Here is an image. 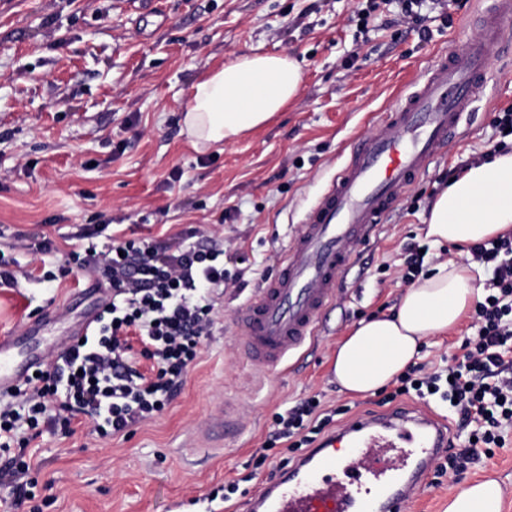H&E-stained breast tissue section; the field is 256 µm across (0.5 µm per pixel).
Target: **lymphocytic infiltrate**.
Wrapping results in <instances>:
<instances>
[{
	"mask_svg": "<svg viewBox=\"0 0 512 512\" xmlns=\"http://www.w3.org/2000/svg\"><path fill=\"white\" fill-rule=\"evenodd\" d=\"M470 254L491 273L474 309L471 337L463 340L452 364L430 373L412 367L394 390L421 399L436 395L468 431L469 441L444 463L453 471L463 469L476 449L489 455L503 447V426L512 422V234L477 244ZM70 260L100 272L111 294L89 335L49 360L39 376L23 380L0 404V452L9 455L0 485L10 489L17 508L30 496V466L10 456L12 445L37 438L43 421L66 430L81 416L108 437L130 434L161 413L212 334V294L224 284V242L197 229L169 243L129 239L102 250L90 242L71 252ZM134 337L153 362L150 373L132 362ZM335 416L313 399L296 404L276 413L261 449L281 443L290 459H297L334 425Z\"/></svg>",
	"mask_w": 512,
	"mask_h": 512,
	"instance_id": "1",
	"label": "lymphocytic infiltrate"
}]
</instances>
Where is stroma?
<instances>
[{"mask_svg":"<svg viewBox=\"0 0 512 512\" xmlns=\"http://www.w3.org/2000/svg\"><path fill=\"white\" fill-rule=\"evenodd\" d=\"M362 0H164L163 13L126 0H0V251L13 257L19 285L0 288V331L22 330L44 311L56 337L94 314L98 297H79L86 271L46 282L34 246L50 239L58 263L81 236L102 246L132 235L166 240L197 228L224 239L229 288L213 293V333L171 403L132 434L102 438L84 418L71 435L46 425L24 450L37 480L40 512H202L203 498L245 479L255 491L278 458L256 465L255 450L276 413L317 398L352 413L380 411L383 393L351 396L332 376L337 345L363 319L388 314L401 298L408 257L424 268L465 262L467 248L425 236L433 196L462 165L486 160L502 142L495 119L512 107V48L491 64L488 94L395 204L343 277L312 343L286 368L255 372L240 346L238 311L279 269L283 247L341 164L353 138L392 107L438 54L477 36V0H452L451 23L429 20V39L398 24L396 11L361 21ZM251 54L298 61L297 97L267 124L195 149L181 114L193 85ZM462 318L428 340L421 360L443 367L469 334ZM241 427L208 455L186 451L211 411ZM493 457L446 474L406 512H446L466 482L490 475L512 512V430Z\"/></svg>","mask_w":512,"mask_h":512,"instance_id":"stroma-1","label":"stroma"}]
</instances>
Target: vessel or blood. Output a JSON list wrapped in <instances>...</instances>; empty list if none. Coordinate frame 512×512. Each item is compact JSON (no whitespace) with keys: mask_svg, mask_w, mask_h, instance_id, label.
Instances as JSON below:
<instances>
[{"mask_svg":"<svg viewBox=\"0 0 512 512\" xmlns=\"http://www.w3.org/2000/svg\"><path fill=\"white\" fill-rule=\"evenodd\" d=\"M480 33L440 55L376 118L286 245L281 267L238 312L243 349L260 371L284 365L316 336L342 274L381 217L462 133L488 82V64L512 41V0H481ZM40 323L0 332V395L43 363ZM448 445V421L400 404L352 418L281 468L246 512H403Z\"/></svg>","mask_w":512,"mask_h":512,"instance_id":"vessel-or-blood-1","label":"vessel or blood"}]
</instances>
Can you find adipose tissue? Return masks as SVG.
I'll return each mask as SVG.
<instances>
[{"mask_svg": "<svg viewBox=\"0 0 512 512\" xmlns=\"http://www.w3.org/2000/svg\"><path fill=\"white\" fill-rule=\"evenodd\" d=\"M302 74L286 55H246L192 87L182 117L194 147L256 129L297 97ZM512 231V151L470 165L433 201L426 224L432 242L476 244ZM477 292L469 267L447 261L404 291L397 310L362 320L337 347L333 375L342 391L376 392L420 358L421 347L454 326ZM493 479L461 487L448 512H501Z\"/></svg>", "mask_w": 512, "mask_h": 512, "instance_id": "adipose-tissue-1", "label": "adipose tissue"}]
</instances>
